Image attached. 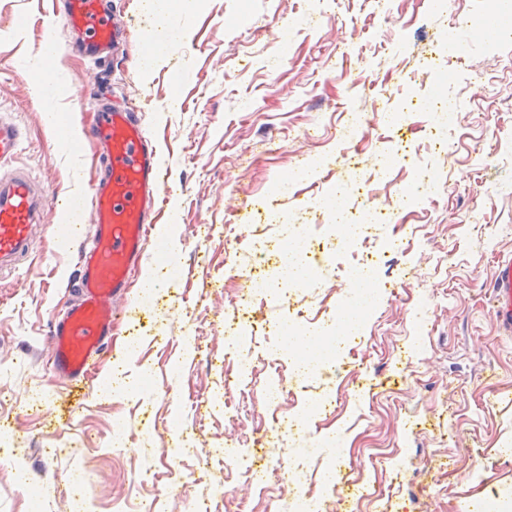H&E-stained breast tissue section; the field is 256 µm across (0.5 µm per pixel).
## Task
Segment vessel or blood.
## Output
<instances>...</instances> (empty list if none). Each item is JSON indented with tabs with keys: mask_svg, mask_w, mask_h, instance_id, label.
Returning <instances> with one entry per match:
<instances>
[{
	"mask_svg": "<svg viewBox=\"0 0 512 512\" xmlns=\"http://www.w3.org/2000/svg\"><path fill=\"white\" fill-rule=\"evenodd\" d=\"M58 12L75 36L67 50L100 63L112 59L122 33L107 0H59ZM95 110L76 120L58 112L52 131L55 145L72 148L74 123L83 126V144H94L103 157L100 176L89 184L85 203L60 210L50 234L60 252H76L70 304L50 323L52 380L79 384L96 380L112 342V327L122 319L121 300L132 274L141 268L146 249L166 259L168 241L157 228L155 206L165 181L157 147L130 107L111 103L107 86L88 90ZM23 127L0 117V166L11 162L23 139ZM49 204L39 183L26 171L0 174V273L27 264L31 243ZM492 310L500 326L512 332V258L499 262Z\"/></svg>",
	"mask_w": 512,
	"mask_h": 512,
	"instance_id": "1",
	"label": "vessel or blood"
}]
</instances>
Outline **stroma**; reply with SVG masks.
<instances>
[{
	"instance_id": "obj_1",
	"label": "stroma",
	"mask_w": 512,
	"mask_h": 512,
	"mask_svg": "<svg viewBox=\"0 0 512 512\" xmlns=\"http://www.w3.org/2000/svg\"><path fill=\"white\" fill-rule=\"evenodd\" d=\"M145 3L112 0L123 37L103 73L67 53L70 29L52 0H0V114L25 127L15 164L50 198L32 242L38 264L0 275V426L13 431L0 447V512H70L74 482L85 512H292L287 484L256 488L225 456L233 439L260 466L296 458L288 437L256 442L272 426L260 400L276 374L283 412L334 401L304 438L340 439L310 484L323 512H470L472 501L512 498V334L487 299L512 257V43L473 36L467 55L448 53L450 81L428 64L432 41L479 15L481 0H445L438 12L430 0H334L325 20L318 0H191L148 70L137 62L156 26ZM45 35L58 47L50 68L36 52ZM45 72L59 89L47 102L33 84ZM178 72L190 79L176 88ZM104 76L158 143L168 170L159 213L179 273L161 278L146 252L101 380L77 393L47 370L50 320L70 302L74 268L47 227L97 175L98 153L54 147L49 114L92 108L84 92ZM437 85L462 104L443 148L423 107ZM351 110L366 116L357 136L368 189L382 203L405 190L406 209L357 249L319 253L306 287L257 298L252 333L229 343L225 324L243 316L229 268L250 264L252 238L278 233L250 209L303 223L349 176L339 129ZM388 112L399 123L380 122ZM382 155L394 161L383 179ZM368 252L383 298L348 349L290 381L274 324L293 312L321 326ZM148 283L159 301L144 308ZM117 425L129 434L122 446Z\"/></svg>"
}]
</instances>
